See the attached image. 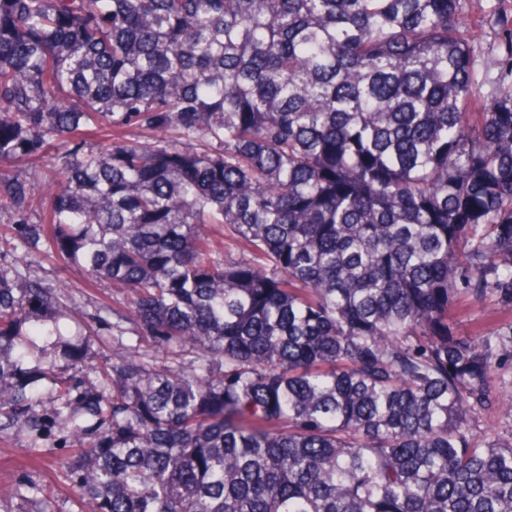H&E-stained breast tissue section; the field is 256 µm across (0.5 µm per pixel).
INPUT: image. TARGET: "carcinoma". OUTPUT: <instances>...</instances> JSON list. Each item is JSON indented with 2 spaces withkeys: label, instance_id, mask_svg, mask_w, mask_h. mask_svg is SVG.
I'll use <instances>...</instances> for the list:
<instances>
[{
  "label": "carcinoma",
  "instance_id": "carcinoma-1",
  "mask_svg": "<svg viewBox=\"0 0 512 512\" xmlns=\"http://www.w3.org/2000/svg\"><path fill=\"white\" fill-rule=\"evenodd\" d=\"M496 22L487 93L461 0H0V427L71 449L73 512H512V323L448 321L512 314ZM33 253L159 349L45 359ZM496 307L493 299L479 303L466 300L456 306L454 314L459 328L464 332L469 333L478 327L493 331L511 320L508 314H495Z\"/></svg>",
  "mask_w": 512,
  "mask_h": 512
}]
</instances>
